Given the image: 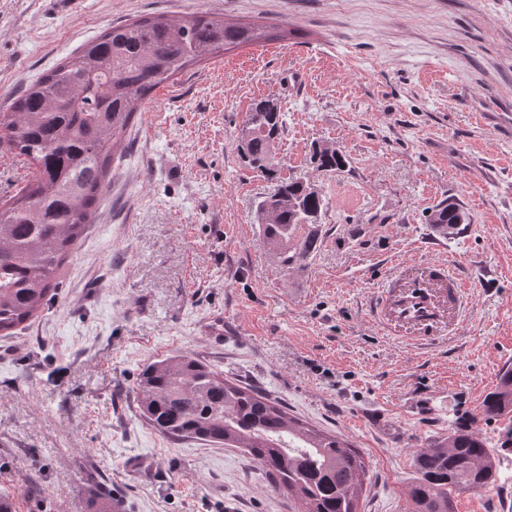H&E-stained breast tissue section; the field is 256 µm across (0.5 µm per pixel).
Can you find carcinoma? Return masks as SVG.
<instances>
[{
  "label": "carcinoma",
  "mask_w": 512,
  "mask_h": 512,
  "mask_svg": "<svg viewBox=\"0 0 512 512\" xmlns=\"http://www.w3.org/2000/svg\"><path fill=\"white\" fill-rule=\"evenodd\" d=\"M287 37L277 26L232 23L205 12L142 17L71 54L0 112V147L33 168L26 185L0 207V336L25 327L54 300L57 273L93 221L119 135L138 103L211 54ZM285 122L281 107L255 103L244 122L251 137L241 154L276 183L256 207L263 235L276 246L303 225L321 223L325 210L320 193L279 176L274 144ZM314 163L321 171L349 166L340 150L321 151ZM427 222L448 230L467 223V215L443 202L431 208ZM314 242L313 233L299 240L285 264L307 259ZM136 393L143 418L159 433L244 451L302 512H358L367 473L359 452L288 416L280 401L188 355L147 365ZM482 414L507 421L499 445L490 447L472 421L460 418L448 424V436L414 451L408 495L416 512H454L453 492L498 483V457L512 451V368L500 374Z\"/></svg>",
  "instance_id": "cac0c4a2"
}]
</instances>
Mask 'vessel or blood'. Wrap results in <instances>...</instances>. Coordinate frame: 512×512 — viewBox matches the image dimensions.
<instances>
[{
	"mask_svg": "<svg viewBox=\"0 0 512 512\" xmlns=\"http://www.w3.org/2000/svg\"><path fill=\"white\" fill-rule=\"evenodd\" d=\"M467 288L446 265L436 264L423 278L405 281L394 277L373 307L394 326L428 329L444 319L453 325L461 319Z\"/></svg>",
	"mask_w": 512,
	"mask_h": 512,
	"instance_id": "b4317fda",
	"label": "vessel or blood"
}]
</instances>
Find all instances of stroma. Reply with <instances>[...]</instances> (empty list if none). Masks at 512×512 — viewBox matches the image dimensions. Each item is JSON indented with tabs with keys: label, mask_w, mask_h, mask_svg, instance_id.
I'll use <instances>...</instances> for the list:
<instances>
[{
	"label": "stroma",
	"mask_w": 512,
	"mask_h": 512,
	"mask_svg": "<svg viewBox=\"0 0 512 512\" xmlns=\"http://www.w3.org/2000/svg\"><path fill=\"white\" fill-rule=\"evenodd\" d=\"M213 12L289 37L188 66L141 101L92 224L37 319L0 338V497L14 512H298L237 449L166 437L142 417L148 363L188 355L351 443L360 512H413L415 449L482 403L512 367V0H0V112L71 52L145 16ZM287 115L284 174L326 210L309 257L285 265L255 222L273 183L238 154L252 103ZM350 161L309 163L315 144ZM459 203L454 233L429 208ZM444 263L469 281L463 325L415 343L372 298L398 270ZM224 337L208 336L214 315ZM489 495L512 512V454Z\"/></svg>",
	"instance_id": "obj_1"
}]
</instances>
